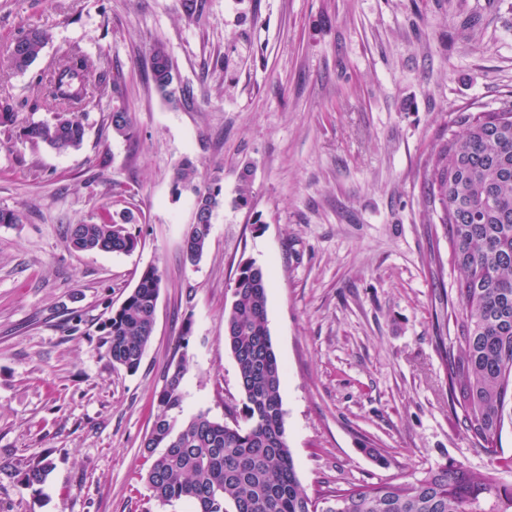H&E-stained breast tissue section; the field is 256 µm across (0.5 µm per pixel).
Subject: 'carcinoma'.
Here are the masks:
<instances>
[{
    "instance_id": "obj_1",
    "label": "carcinoma",
    "mask_w": 512,
    "mask_h": 512,
    "mask_svg": "<svg viewBox=\"0 0 512 512\" xmlns=\"http://www.w3.org/2000/svg\"><path fill=\"white\" fill-rule=\"evenodd\" d=\"M48 40L40 26L21 30L11 45V67L26 72ZM92 77L83 50L68 49L44 83L41 106L51 119L21 126L18 110L4 97L0 126H20L23 142L80 149ZM147 77L159 91L174 95L173 65L162 43L149 49ZM465 111L463 132L434 144L422 187L426 205L454 245L453 262L461 273L455 288L442 289L448 307L459 311L458 347L444 348L448 398L460 409L465 430L492 452L505 420L512 421V98L493 110ZM108 121L112 134L132 136L133 118L125 107L113 108ZM221 172L202 187L194 184L192 161L176 172V186L195 194L191 237L184 246L192 264L208 247L212 216L223 200ZM133 220L126 210L101 222L69 224L65 234L78 251L131 253L138 246L128 229ZM160 284L159 269L146 268L105 327L106 354L130 372L139 368L153 336ZM267 288L262 266L251 260L240 264L232 304L224 310V345L237 365L238 414L245 426L230 427L204 411L180 420L185 357L169 366L144 440L149 466L141 480L155 501L185 502L191 512H512L511 484L494 471L475 474L462 464L438 466L414 483L336 488L310 498L288 448L283 369L268 327ZM51 467L49 458L41 459L23 472L21 484L43 485Z\"/></svg>"
}]
</instances>
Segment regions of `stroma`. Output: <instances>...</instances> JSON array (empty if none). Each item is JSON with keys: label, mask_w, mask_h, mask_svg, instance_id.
Returning <instances> with one entry per match:
<instances>
[{"label": "stroma", "mask_w": 512, "mask_h": 512, "mask_svg": "<svg viewBox=\"0 0 512 512\" xmlns=\"http://www.w3.org/2000/svg\"><path fill=\"white\" fill-rule=\"evenodd\" d=\"M206 13L200 26L181 0H0V96L21 119H49L36 76L72 46L125 84L123 98L91 100L80 150L0 127V209L22 215L0 224V512H188L151 498L142 445L179 357L184 417L233 424L242 393L224 310L248 260L268 273L286 436L309 495L511 460V423L488 453L448 399L442 346L457 326L440 288L459 271L423 217L421 173L435 141L461 132L457 110L512 97V0H206ZM30 24L50 39L20 73L8 52ZM157 41L193 105L148 79ZM120 104L128 140L108 122ZM187 159L196 185L219 169L224 187L194 266L182 248L195 194L174 188ZM125 208L133 253L67 242L66 225ZM151 265L154 333L130 373L107 356L104 328ZM46 455V483L26 489L21 473ZM108 121L112 127V134L118 137L130 138L133 133L134 123L131 113L124 106L112 109L108 115Z\"/></svg>", "instance_id": "obj_1"}]
</instances>
